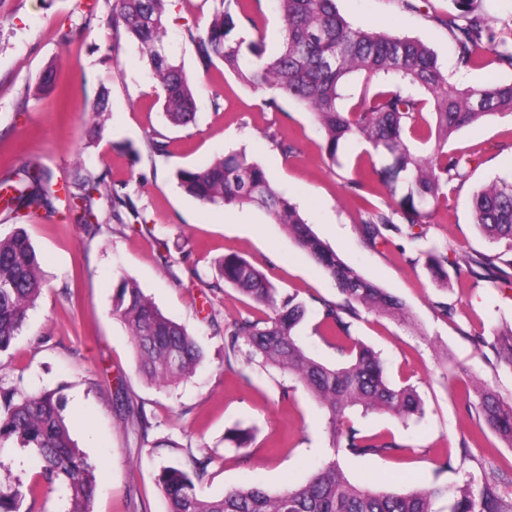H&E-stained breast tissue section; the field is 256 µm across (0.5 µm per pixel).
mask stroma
Here are the masks:
<instances>
[{"label": "stroma", "mask_w": 512, "mask_h": 512, "mask_svg": "<svg viewBox=\"0 0 512 512\" xmlns=\"http://www.w3.org/2000/svg\"><path fill=\"white\" fill-rule=\"evenodd\" d=\"M412 2L410 10L400 0H337V7L354 25L422 40L459 86L512 80V69L495 63L457 68L439 22L454 11L453 0ZM83 3L0 0V175L36 161L61 180L80 162L87 172L106 173L134 207L122 209L120 219L93 236L41 210L24 219L45 283L10 357L0 358V385L60 392L71 436L96 469L93 512H166L156 481L160 467L187 468L192 457L205 455L212 463L198 489L208 497L252 482L279 492L305 483L334 455L351 480L377 490L452 489L469 476L478 482L487 476L512 480V446L491 432L477 436V411L463 398L465 382L474 377L512 403V367L492 348L512 326V277L482 278L455 269L463 256L505 250L474 223L471 201L478 188L512 179V121L493 114L453 134L447 150L469 159L467 180L449 182L420 239L392 232L372 245L362 235L349 184L366 163L361 146L343 150V166L333 170L310 112L289 99L280 100L278 109L266 108L261 94L223 64L207 70L199 64L188 35L205 31L213 0L166 5V52L196 84V121L186 128L168 123L138 44L115 37L109 21L113 0H99L93 17ZM50 69L56 90L37 91ZM104 88L109 108L102 136L93 143L91 109ZM272 131L293 145L291 155L268 142ZM153 137L166 142L165 154L149 152ZM233 151L264 167L344 263L404 304L407 322L365 312L354 320L351 337L379 354L393 384L416 388L423 413L406 422L359 409L350 415L361 435L395 440L403 452L334 454L325 413L300 383L248 364L243 355L226 356L225 325L266 313L224 283L217 262L236 254L264 271L282 293L307 304L297 335L311 356L329 365L346 360L319 326L322 301L341 298L324 269L265 211L205 206L179 187L178 169H196ZM431 250L445 255V277L429 271ZM116 272L134 279L199 342L204 360L193 376L161 389L139 373L131 340L112 316ZM442 302L453 306L452 315H440ZM121 383L157 422L153 438L174 440L184 453L162 449L139 456L112 405ZM237 426L252 428L250 447L228 440ZM471 439L478 442L476 459L461 463V448Z\"/></svg>", "instance_id": "35a3bbf8"}]
</instances>
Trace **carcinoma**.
<instances>
[{"label": "carcinoma", "instance_id": "cac0c4a2", "mask_svg": "<svg viewBox=\"0 0 512 512\" xmlns=\"http://www.w3.org/2000/svg\"><path fill=\"white\" fill-rule=\"evenodd\" d=\"M167 0H115L112 30L137 42L164 98L168 121L181 127L195 122L194 87L184 71L164 49L167 34ZM204 33L190 35L203 69L221 61L250 88L266 95L264 105L279 108V99H291L312 112L326 136L331 165L345 143L367 146L370 174L390 196L385 210L365 211L362 233L369 243L385 232H402L428 223L439 206L443 189L468 176V161L445 151L448 137L476 125L483 117L512 112V81L460 88L450 81L435 53L421 41L374 31L349 23L335 0H277L282 21L279 51L266 55L262 36L250 37L254 26L245 0H214ZM455 11L439 22L454 43L457 66L474 69L487 58L512 68V19L494 28L493 20L475 6V0H453ZM363 82L357 107H338L342 89L352 76ZM109 91L94 104L92 133L101 134ZM434 142L424 155L413 142ZM180 187L204 205L243 207L257 205L274 223L281 224L336 281L339 302L322 304L323 321L334 336H350L351 319L359 308L379 316L406 319L403 303L355 269L312 231L296 205L269 179L264 168L242 152L214 159L203 168L176 172ZM10 191L1 212L15 219L20 212L60 210L73 224L95 234L100 219L120 216L126 205L107 181V175L75 176L58 185L52 173L35 164L13 170L0 179ZM474 223L493 242H505L512 252V181L496 180L480 188L473 199ZM224 282L269 310L263 319L234 320L224 328V345L233 353L245 351L248 363L275 367L300 382L318 401L328 421L334 451L355 456L404 450L395 441L371 439L347 423L356 407L389 413L408 420L422 413L416 390L391 385L380 358L369 348L346 349L348 361L328 366L310 356L296 337V328L308 308L294 295H280L266 275L246 259L228 254L220 259ZM43 274L30 237L18 227L0 237V357L9 354L20 335L28 311L41 295ZM112 316L128 331L137 354L139 372L162 386L193 374L203 359V349L181 324L165 316L137 283L118 273L113 276ZM499 357L512 367V331L494 343ZM478 430H490L512 446V403L487 390L477 391ZM126 427L140 436L139 452L152 455L172 440H151L154 425L129 388L119 387L113 399ZM58 392H27L17 386H0V453L9 442L26 449L37 462V480L30 485L0 478V512H31L23 508L45 488L59 486L65 512H92L97 476L95 467L71 438ZM212 462L209 456L192 458L187 470L171 464L161 467L158 485L167 512H435L433 502L452 496L448 512H512L495 479L479 487L468 481L450 491L428 486L402 493L376 491L353 483L333 458L310 479L280 493L256 484L227 488L219 497H204L196 490Z\"/></svg>", "mask_w": 512, "mask_h": 512}]
</instances>
